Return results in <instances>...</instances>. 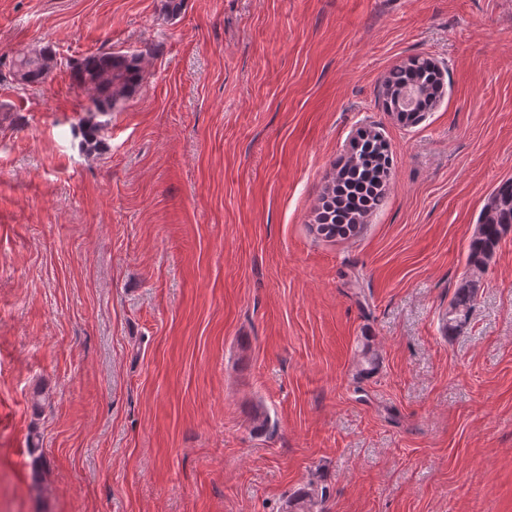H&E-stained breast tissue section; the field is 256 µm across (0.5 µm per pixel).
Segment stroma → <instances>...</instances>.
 Returning a JSON list of instances; mask_svg holds the SVG:
<instances>
[{
	"label": "stroma",
	"mask_w": 512,
	"mask_h": 512,
	"mask_svg": "<svg viewBox=\"0 0 512 512\" xmlns=\"http://www.w3.org/2000/svg\"><path fill=\"white\" fill-rule=\"evenodd\" d=\"M42 46L0 82V512H280L315 471L324 512H512V232L441 331L512 178V0H0V71ZM150 47L86 151L73 64ZM365 130L384 202L319 235ZM55 56L47 46L20 53L13 60L9 77L21 84H35L44 80L54 67ZM443 73L428 58L411 57L389 70L383 80L386 109L396 112L401 121L415 123L429 112L443 93ZM418 94L415 105L408 108L401 102L404 93ZM512 231V179L501 182L487 198L476 232L468 245L469 275L457 285L442 319L446 336L461 330L470 318L477 295V276L485 270L504 235Z\"/></svg>",
	"instance_id": "35a3bbf8"
}]
</instances>
